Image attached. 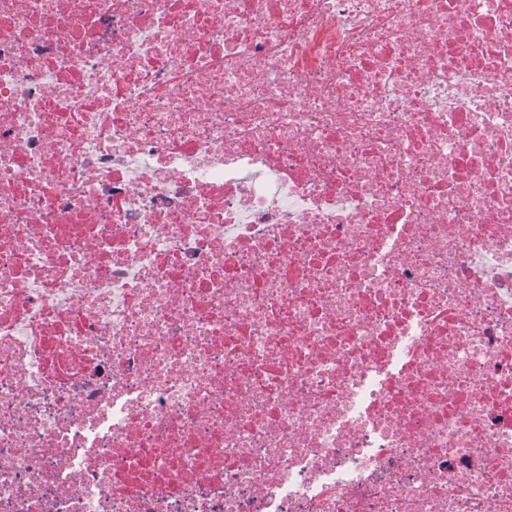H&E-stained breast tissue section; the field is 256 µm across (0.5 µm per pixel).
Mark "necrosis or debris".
I'll return each instance as SVG.
<instances>
[{
    "label": "necrosis or debris",
    "instance_id": "obj_1",
    "mask_svg": "<svg viewBox=\"0 0 512 512\" xmlns=\"http://www.w3.org/2000/svg\"><path fill=\"white\" fill-rule=\"evenodd\" d=\"M0 512H512V0H0Z\"/></svg>",
    "mask_w": 512,
    "mask_h": 512
}]
</instances>
